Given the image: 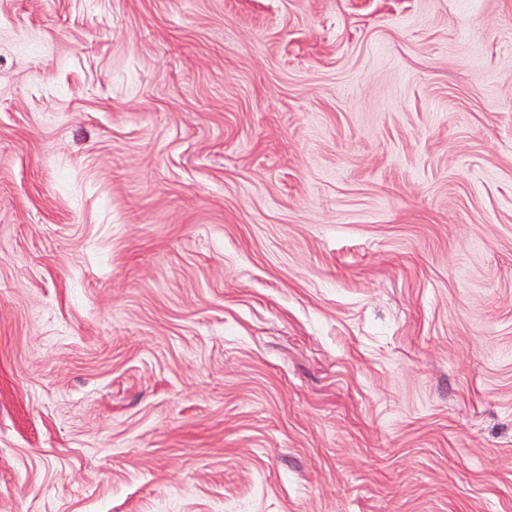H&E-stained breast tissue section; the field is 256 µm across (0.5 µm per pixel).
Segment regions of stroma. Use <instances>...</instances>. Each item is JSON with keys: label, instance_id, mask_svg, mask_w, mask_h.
<instances>
[{"label": "stroma", "instance_id": "obj_1", "mask_svg": "<svg viewBox=\"0 0 512 512\" xmlns=\"http://www.w3.org/2000/svg\"><path fill=\"white\" fill-rule=\"evenodd\" d=\"M0 512H512V0H0Z\"/></svg>", "mask_w": 512, "mask_h": 512}]
</instances>
